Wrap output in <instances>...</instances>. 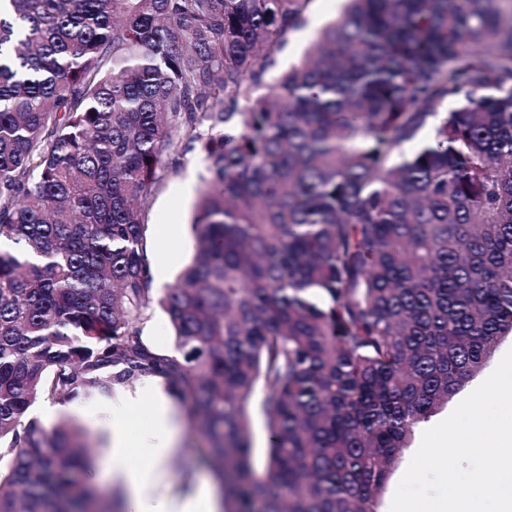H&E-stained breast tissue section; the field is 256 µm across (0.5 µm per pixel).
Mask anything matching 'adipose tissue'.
Returning a JSON list of instances; mask_svg holds the SVG:
<instances>
[{"instance_id":"1","label":"adipose tissue","mask_w":512,"mask_h":512,"mask_svg":"<svg viewBox=\"0 0 512 512\" xmlns=\"http://www.w3.org/2000/svg\"><path fill=\"white\" fill-rule=\"evenodd\" d=\"M154 403L151 431L137 443H129L125 419L144 399ZM180 429L171 399L161 378L151 377L143 385L112 400V450L100 463L101 470L122 480L127 488L126 512H219V497L210 476L164 494L157 493L168 460L179 451Z\"/></svg>"}]
</instances>
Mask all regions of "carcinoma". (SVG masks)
I'll return each instance as SVG.
<instances>
[{"label":"carcinoma","mask_w":512,"mask_h":512,"mask_svg":"<svg viewBox=\"0 0 512 512\" xmlns=\"http://www.w3.org/2000/svg\"><path fill=\"white\" fill-rule=\"evenodd\" d=\"M313 2L0 0V512H119L29 409L156 375L223 512H378L512 335V0H347L267 82ZM196 142L195 256L158 293L145 204ZM142 336L145 342L155 350L171 354L174 352V336L166 314L154 306L148 311L147 319L141 324ZM512 348V336H506L503 338L496 349L495 353L487 360L485 363L483 369L475 375L469 383H467L457 394H455L449 401L448 405L439 409L432 417L428 419V423L430 421H435L439 419H445L452 411L453 409L465 398L469 395V392L471 388L478 383L480 380L485 378L488 374H491V372L495 369L503 355ZM419 424L414 432V435L412 437L410 446L408 448L403 449L402 454L399 459V463L397 467L395 468L393 474L391 475L390 479L387 482V485L385 487V490L383 491L380 500H379V512H389L390 510V504L393 497V494L395 492V489L397 487V484L399 480L401 479L402 472L406 468L410 453L412 448H418V432L419 428L422 424ZM252 463L254 468L261 472L266 462V435L263 427V419L259 413L252 417Z\"/></svg>","instance_id":"1"}]
</instances>
